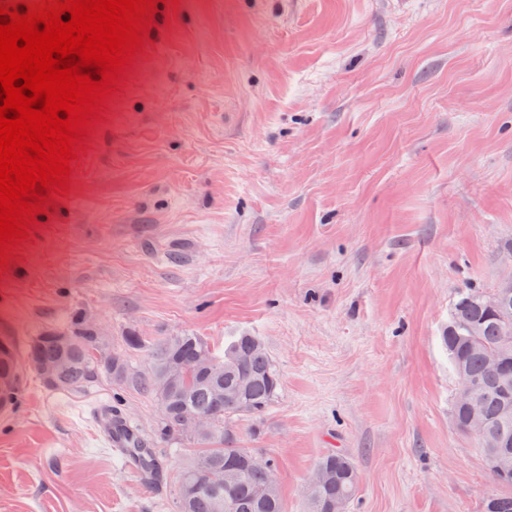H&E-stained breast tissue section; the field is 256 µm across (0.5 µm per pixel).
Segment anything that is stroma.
<instances>
[{"mask_svg": "<svg viewBox=\"0 0 512 512\" xmlns=\"http://www.w3.org/2000/svg\"><path fill=\"white\" fill-rule=\"evenodd\" d=\"M109 103L72 186L0 270V333L84 325L130 367L149 344L258 336L281 377L238 446L308 512L321 457L359 471L346 512H482L495 492L452 420L440 344L457 292L512 244V0H180ZM144 347L127 348L126 336ZM110 407L163 471L96 432ZM157 401L34 376L0 413V512H177L185 453ZM101 437L107 442L112 453L122 460L125 469L145 485H152V474L140 455L127 447L131 435L138 436L137 430L124 418L113 415L112 411L100 408L95 416Z\"/></svg>", "mask_w": 512, "mask_h": 512, "instance_id": "1", "label": "stroma"}]
</instances>
